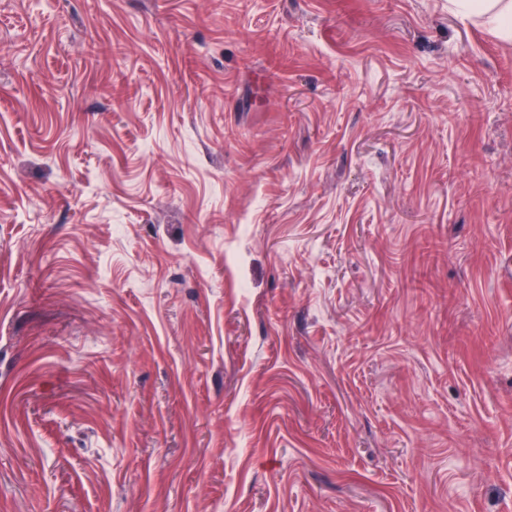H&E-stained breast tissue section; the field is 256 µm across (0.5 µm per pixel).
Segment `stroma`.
Instances as JSON below:
<instances>
[{
    "label": "stroma",
    "mask_w": 512,
    "mask_h": 512,
    "mask_svg": "<svg viewBox=\"0 0 512 512\" xmlns=\"http://www.w3.org/2000/svg\"><path fill=\"white\" fill-rule=\"evenodd\" d=\"M0 512H512V43L0 0Z\"/></svg>",
    "instance_id": "stroma-1"
}]
</instances>
